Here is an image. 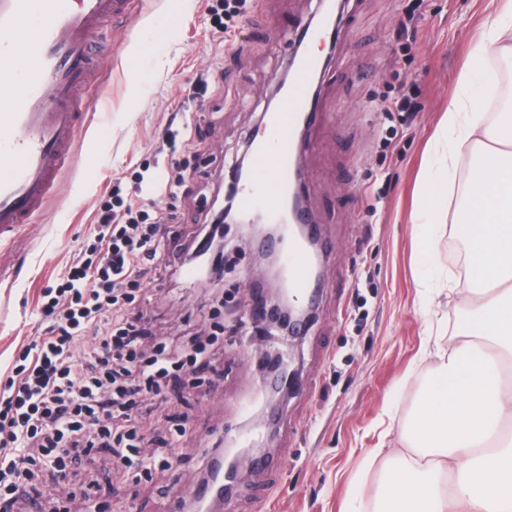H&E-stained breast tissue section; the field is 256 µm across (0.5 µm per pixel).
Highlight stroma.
<instances>
[{
	"mask_svg": "<svg viewBox=\"0 0 512 512\" xmlns=\"http://www.w3.org/2000/svg\"><path fill=\"white\" fill-rule=\"evenodd\" d=\"M217 0H136L133 10L97 35L95 86H78L90 104L86 129L61 169L37 223L0 238V392L12 366L42 336L39 297L67 277L81 248L94 243L100 211L132 205L146 222L164 217L174 234L167 251L189 247L211 223L257 120L287 70L298 32L317 0H238L226 33L216 32ZM495 0H346L339 37L325 49L316 105L301 163L307 206L321 231L322 288L313 317L296 338L256 329L252 309L273 282L238 224L225 229L220 315L208 295L181 276L143 281L148 327L171 343L224 327L218 369L200 387L173 392L143 426L147 456L165 453L177 423L187 435L178 463L153 481L112 466L104 453L85 463L80 481H98L72 512H183L215 441L252 435L254 451L274 457L273 472L245 462L213 512H374L378 488L394 460L409 453L399 440L421 402L436 346L470 322L474 307L455 292L462 273L448 255L462 244L456 220L466 206L468 155L442 158L435 134L460 98L496 113L497 58L461 83ZM421 20L407 38L396 29L410 11ZM409 91L408 121L386 116L387 99ZM400 134L385 145L390 127ZM177 167V195H137L140 177ZM448 186L447 197L423 196V181ZM435 239L427 254L420 234ZM282 354L298 370L285 400L268 405L261 362ZM386 452L371 467L369 448Z\"/></svg>",
	"mask_w": 512,
	"mask_h": 512,
	"instance_id": "1",
	"label": "stroma"
}]
</instances>
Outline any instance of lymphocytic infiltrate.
<instances>
[{"label": "lymphocytic infiltrate", "instance_id": "f902f5d3", "mask_svg": "<svg viewBox=\"0 0 512 512\" xmlns=\"http://www.w3.org/2000/svg\"><path fill=\"white\" fill-rule=\"evenodd\" d=\"M168 234L164 219L119 224L105 213L95 226V247L76 260L66 282L45 289V332L24 349L0 395L1 504L27 495L43 472L66 476L100 448L145 475L173 467L175 453L140 455L138 414L145 400L165 398L170 380L196 372L207 345L195 337L178 347L162 340L144 357L146 314L132 290L146 264L160 260ZM90 328L98 344L76 356Z\"/></svg>", "mask_w": 512, "mask_h": 512}]
</instances>
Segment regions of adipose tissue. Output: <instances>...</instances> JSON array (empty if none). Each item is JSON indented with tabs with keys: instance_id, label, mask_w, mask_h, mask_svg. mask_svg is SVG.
<instances>
[{
	"instance_id": "1",
	"label": "adipose tissue",
	"mask_w": 512,
	"mask_h": 512,
	"mask_svg": "<svg viewBox=\"0 0 512 512\" xmlns=\"http://www.w3.org/2000/svg\"><path fill=\"white\" fill-rule=\"evenodd\" d=\"M512 0L485 22L472 68L512 55ZM438 136L473 154L463 237L469 275L462 291L476 316L437 349L422 401L401 432L412 450L379 496L388 512H512V113L488 122L478 101L460 102Z\"/></svg>"
}]
</instances>
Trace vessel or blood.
<instances>
[{
    "label": "vessel or blood",
    "instance_id": "vessel-or-blood-1",
    "mask_svg": "<svg viewBox=\"0 0 512 512\" xmlns=\"http://www.w3.org/2000/svg\"><path fill=\"white\" fill-rule=\"evenodd\" d=\"M134 0H0V75L20 77L18 92L0 102V235L35 223L58 172L83 133L85 105L73 90L90 83L94 37ZM318 54L299 59L276 109L259 131L252 165L257 179L237 186L242 213L261 209L280 216L295 186L301 151L297 131L312 118L311 86L322 71ZM310 277L305 246L291 240L288 280L304 291Z\"/></svg>",
    "mask_w": 512,
    "mask_h": 512
}]
</instances>
